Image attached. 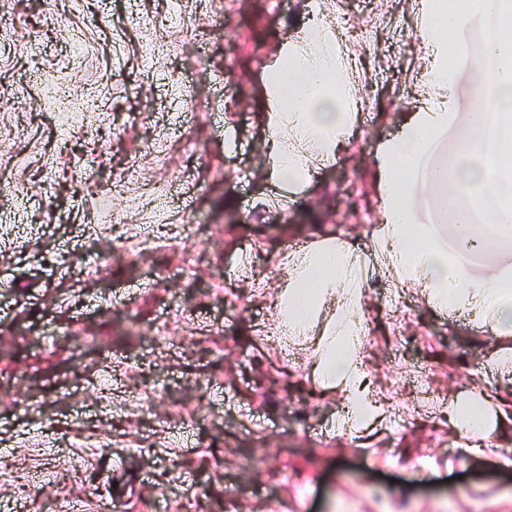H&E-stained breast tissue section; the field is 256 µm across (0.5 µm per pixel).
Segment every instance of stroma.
I'll use <instances>...</instances> for the list:
<instances>
[{
  "label": "stroma",
  "mask_w": 512,
  "mask_h": 512,
  "mask_svg": "<svg viewBox=\"0 0 512 512\" xmlns=\"http://www.w3.org/2000/svg\"><path fill=\"white\" fill-rule=\"evenodd\" d=\"M310 8L0 0V512H225L231 496L236 512H512V426L469 452L448 418L512 330L392 287L372 255L375 151L427 86L420 2L322 0L349 28L361 106L293 199L269 178L263 80ZM472 84L454 73L434 159ZM90 166L108 181L81 180ZM326 236L364 262L366 372L388 409L356 437L309 354L268 333L287 261Z\"/></svg>",
  "instance_id": "obj_1"
}]
</instances>
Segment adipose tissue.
Returning a JSON list of instances; mask_svg holds the SVG:
<instances>
[{
	"instance_id": "obj_1",
	"label": "adipose tissue",
	"mask_w": 512,
	"mask_h": 512,
	"mask_svg": "<svg viewBox=\"0 0 512 512\" xmlns=\"http://www.w3.org/2000/svg\"><path fill=\"white\" fill-rule=\"evenodd\" d=\"M419 30L431 63V94L404 123L401 132L376 152L384 201L383 222L374 236V256L381 259L396 287L415 286L426 303L455 310L493 329L512 328V272L499 267L497 237L512 234V129L487 130L486 114L512 113V42L477 41L462 46L456 62L448 60V37L465 26L472 10L497 16L503 0H423ZM495 71H488V59ZM467 68L475 82L474 110L457 134L458 154L449 166L430 171L427 185L449 190L432 221H415L416 171L450 121L452 99L446 95L453 66ZM277 77L263 87L271 156L270 178L300 188L311 179L313 161H335L356 116V97L348 80V62L333 30L315 22L299 42L285 44ZM451 223L455 245L476 244L486 273L470 278L465 265L451 260L435 231ZM364 282L356 274L346 245L327 237L304 245L292 259L276 303L275 329L284 344L313 342L312 374L318 385L335 391L349 410L339 432L365 431L384 410L366 384L362 343ZM512 405L485 379L472 394L456 398L448 414L475 447L488 445Z\"/></svg>"
}]
</instances>
